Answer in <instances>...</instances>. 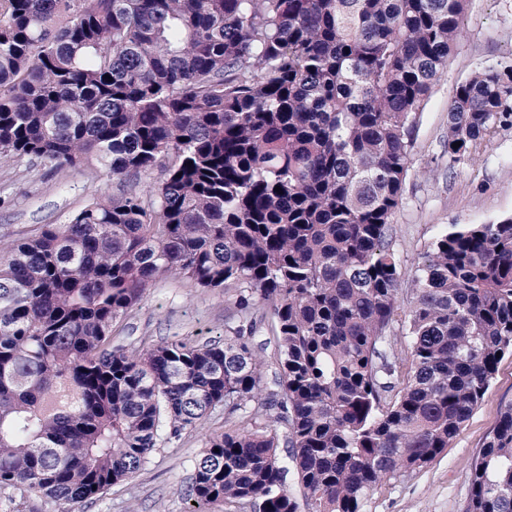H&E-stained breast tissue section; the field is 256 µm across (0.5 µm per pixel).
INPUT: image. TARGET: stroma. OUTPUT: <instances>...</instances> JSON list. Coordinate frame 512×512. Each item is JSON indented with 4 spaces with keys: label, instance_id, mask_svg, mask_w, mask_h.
<instances>
[{
    "label": "stroma",
    "instance_id": "1",
    "mask_svg": "<svg viewBox=\"0 0 512 512\" xmlns=\"http://www.w3.org/2000/svg\"><path fill=\"white\" fill-rule=\"evenodd\" d=\"M512 59V0H470L462 36L436 82L415 132L414 148L394 223L395 248L413 266L444 227L488 224L512 217V127L497 129L456 162L444 157L448 104L473 72ZM120 182L79 167L54 169L0 160V237L20 240L44 224H64L92 199L122 192ZM237 288L194 286L164 276L127 318L114 325V343L173 338L221 341L240 324ZM512 404V355H505L478 408L428 467L387 482L365 500L363 512H464L468 465L483 448L502 410ZM224 430L216 412L199 431L162 445L129 484L117 485L84 512H186L194 464L204 436Z\"/></svg>",
    "mask_w": 512,
    "mask_h": 512
}]
</instances>
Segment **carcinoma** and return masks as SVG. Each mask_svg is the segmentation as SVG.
<instances>
[{"mask_svg":"<svg viewBox=\"0 0 512 512\" xmlns=\"http://www.w3.org/2000/svg\"><path fill=\"white\" fill-rule=\"evenodd\" d=\"M468 2L0 0V159L163 175L0 239V512H82L221 407L187 512H362L448 447L512 354V217L408 271L394 215ZM506 125L511 63L456 87L448 162ZM167 274L272 336L112 345ZM469 478L512 512V405Z\"/></svg>","mask_w":512,"mask_h":512,"instance_id":"cac0c4a2","label":"carcinoma"}]
</instances>
